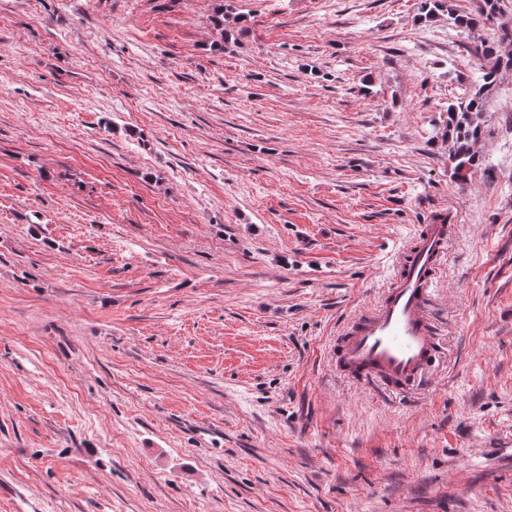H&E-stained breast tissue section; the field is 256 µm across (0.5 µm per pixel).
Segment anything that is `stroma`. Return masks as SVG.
<instances>
[{"mask_svg": "<svg viewBox=\"0 0 512 512\" xmlns=\"http://www.w3.org/2000/svg\"><path fill=\"white\" fill-rule=\"evenodd\" d=\"M420 2L0 0V480L39 512H512V70L458 182L495 32ZM440 208L438 361L340 378ZM505 42H512V28L500 26L496 39L480 40L467 47L468 53L480 61L483 83L448 103V168L461 183L467 181L479 161L476 146L483 130L485 94L502 71L512 69V55L500 50Z\"/></svg>", "mask_w": 512, "mask_h": 512, "instance_id": "1", "label": "stroma"}]
</instances>
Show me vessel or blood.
<instances>
[{"label":"vessel or blood","mask_w":512,"mask_h":512,"mask_svg":"<svg viewBox=\"0 0 512 512\" xmlns=\"http://www.w3.org/2000/svg\"><path fill=\"white\" fill-rule=\"evenodd\" d=\"M446 212L420 225L382 301L351 317L336 344V369L382 390L405 392L423 378L436 352L430 301L446 257Z\"/></svg>","instance_id":"1"}]
</instances>
